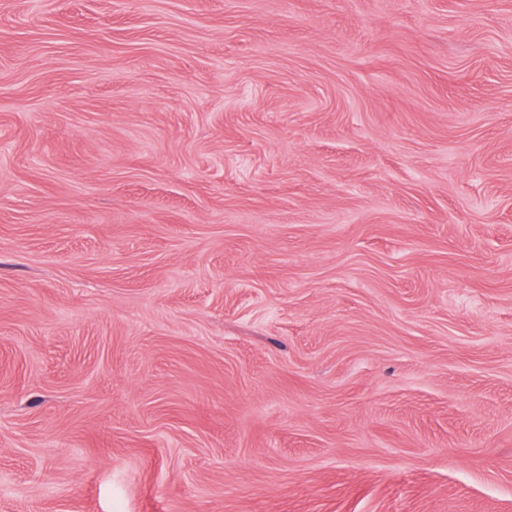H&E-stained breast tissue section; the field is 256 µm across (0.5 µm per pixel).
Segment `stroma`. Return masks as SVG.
<instances>
[{"label":"stroma","instance_id":"obj_1","mask_svg":"<svg viewBox=\"0 0 512 512\" xmlns=\"http://www.w3.org/2000/svg\"><path fill=\"white\" fill-rule=\"evenodd\" d=\"M0 512H512V0H0Z\"/></svg>","mask_w":512,"mask_h":512}]
</instances>
